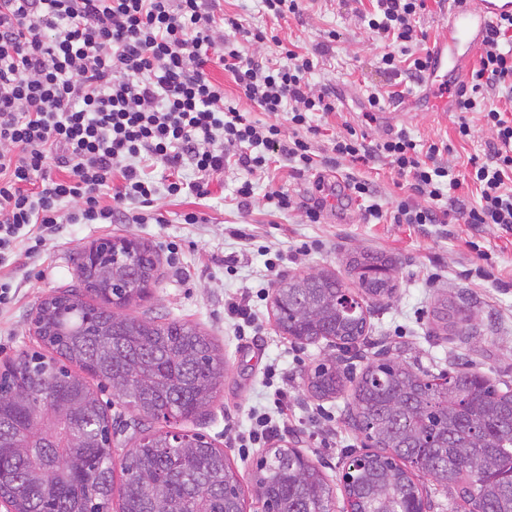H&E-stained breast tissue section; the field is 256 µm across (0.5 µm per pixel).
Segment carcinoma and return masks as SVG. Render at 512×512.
<instances>
[{
  "label": "carcinoma",
  "instance_id": "1",
  "mask_svg": "<svg viewBox=\"0 0 512 512\" xmlns=\"http://www.w3.org/2000/svg\"><path fill=\"white\" fill-rule=\"evenodd\" d=\"M391 260L359 252L348 261L362 294L389 297L396 285L384 276ZM79 282L45 301L33 320L48 354L14 361L12 385L0 394V495L16 512H110L114 488L112 418L87 381L112 389L135 415L140 437L120 466L119 512H242L244 500L226 489L241 488L224 450L200 433L192 448H177L159 420H188L205 411L224 385V352L199 329L177 320L130 317L112 309L135 301L137 282L156 271L152 251L112 260L100 253L92 263L77 257ZM348 291L337 277L292 276L278 293V320L286 333L332 334L353 344L367 321L346 313ZM77 367L71 371L65 366ZM428 378L405 363H371L352 392L351 419L373 424L379 451L364 455L356 480L344 487L354 512H402L422 495L405 468L418 440L436 434L428 475L484 512H512V394L476 372H461L448 389L433 391ZM313 395L329 397L344 381L325 360L308 377ZM179 463V477L151 484ZM258 492L278 512H316L332 499L322 472L285 448L266 453L256 465Z\"/></svg>",
  "mask_w": 512,
  "mask_h": 512
}]
</instances>
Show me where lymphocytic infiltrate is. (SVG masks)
I'll list each match as a JSON object with an SVG mask.
<instances>
[{
	"label": "lymphocytic infiltrate",
	"mask_w": 512,
	"mask_h": 512,
	"mask_svg": "<svg viewBox=\"0 0 512 512\" xmlns=\"http://www.w3.org/2000/svg\"><path fill=\"white\" fill-rule=\"evenodd\" d=\"M371 2L363 20L389 47L383 70L422 81L432 56L414 50L426 39L416 21L429 0ZM268 39L226 16L219 0H0V269L18 250L35 255L62 224L164 223L154 198L182 196L186 168L201 198L226 169L244 171L235 195L249 206L253 176L276 157L299 175L321 163L386 162L407 177L411 194L390 212L374 206L368 214L393 224L445 223L438 200L467 180L480 202L459 206V219L512 234V113L502 107L512 103V17L492 26L453 94L457 136H473V114L491 134L462 177L441 161L450 142L424 149L404 131L375 143L352 131L317 159L313 117L336 110L332 92L312 80L323 54L289 49L282 65L245 53V43ZM216 65L268 121L248 120L226 100L210 75ZM145 160L167 168L162 184L144 176ZM273 403L276 418L256 416L238 447H260L278 433L288 417L283 389Z\"/></svg>",
	"instance_id": "lymphocytic-infiltrate-1"
}]
</instances>
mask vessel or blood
I'll return each instance as SVG.
<instances>
[{
	"mask_svg": "<svg viewBox=\"0 0 512 512\" xmlns=\"http://www.w3.org/2000/svg\"><path fill=\"white\" fill-rule=\"evenodd\" d=\"M512 16V0H456L448 18V35L438 42L429 70V103L448 109V79L459 76L461 64L476 51L489 27Z\"/></svg>",
	"mask_w": 512,
	"mask_h": 512,
	"instance_id": "obj_1",
	"label": "vessel or blood"
}]
</instances>
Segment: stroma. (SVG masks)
Here are the masks:
<instances>
[{
    "label": "stroma",
    "mask_w": 512,
    "mask_h": 512,
    "mask_svg": "<svg viewBox=\"0 0 512 512\" xmlns=\"http://www.w3.org/2000/svg\"><path fill=\"white\" fill-rule=\"evenodd\" d=\"M222 6L244 27L275 28L279 43L246 46L248 54L276 59L285 45H298L304 52L328 45L313 81L335 90L337 110L316 116L319 131L311 138L316 152H324L332 137L350 129L372 142L404 129L425 146L441 138L452 140L454 150L444 161L459 171L470 156L484 153L489 132L480 127L471 140H458L456 113L429 111L427 85L389 98L393 82L380 67L385 44L361 19L371 8L370 0H304L299 16L278 25L264 15L259 0H223ZM333 31L338 37L332 42L328 35ZM371 92L385 94L386 100L380 112L368 117L362 103ZM351 174L371 182L370 197L349 196L345 181ZM241 175V170L230 169L223 185H211L210 195L202 199L192 193L177 199L158 196L154 207L164 223L65 224L36 255L17 254L5 269L13 288L10 304L0 308V365L40 350L32 320L45 299L77 284L78 253L106 238H135L156 251L159 270L148 296L126 307V314L192 324L224 351L223 389L185 427L223 449L241 481L247 512L258 507L253 474L265 451L236 447L233 435L249 429L254 413L270 409L265 375L270 367L287 381L292 415L288 430L279 432L274 445L299 449L322 471L340 504L345 498L343 466L348 455L362 450V437L350 419L353 387L378 351L389 350L414 371L433 377L475 371L495 382L512 383V235L492 227L474 231L453 217L425 226L369 221L368 205L387 210L395 198L410 193L407 179L381 163L367 167L342 162L300 176L286 161H273L265 174L254 178V197L247 208L235 200ZM275 189L290 191L298 209L272 212L265 196ZM321 197L326 206L320 223H306L302 205ZM187 210L200 212L204 223H182L180 216ZM172 241L180 246L175 257L167 251ZM263 245L280 252L282 278L328 272L345 281L351 252L388 255L396 291L368 301L367 334L347 353L323 339L294 342L277 327L268 298L254 303L259 317L255 332L239 335L224 301L266 286L265 258L259 251ZM444 301L467 315L469 326L442 327L434 308ZM329 358L343 371L345 387L335 397L319 398L309 392L308 376Z\"/></svg>",
    "instance_id": "obj_1"
}]
</instances>
